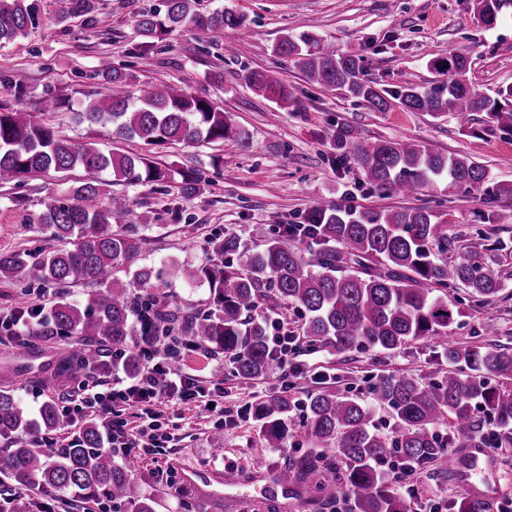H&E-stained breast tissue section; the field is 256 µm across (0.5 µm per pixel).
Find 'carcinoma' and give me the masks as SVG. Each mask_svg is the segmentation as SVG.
Masks as SVG:
<instances>
[{
    "instance_id": "cac0c4a2",
    "label": "carcinoma",
    "mask_w": 512,
    "mask_h": 512,
    "mask_svg": "<svg viewBox=\"0 0 512 512\" xmlns=\"http://www.w3.org/2000/svg\"><path fill=\"white\" fill-rule=\"evenodd\" d=\"M40 0H0V45L26 37L42 26ZM166 11H148L136 27L146 56L176 31L200 30L212 42L224 40V29L244 31L242 19L222 7L209 14L193 8L195 0H165ZM504 0H477L479 21L496 25ZM69 12L93 21L98 0H69ZM273 52L294 60L304 78L344 99L365 102L386 112L398 101L409 112L439 119L448 115L460 129L476 123L485 131L512 132V87L492 98L477 92L467 79L470 57L452 52L430 61L435 78L426 85H407L390 96L362 78V58L334 47L315 46L314 36L286 34ZM99 75L112 84L107 99L81 103L75 116L106 129L117 139H139L143 153H104L92 142L73 143L37 120L31 112L0 106V183L19 184L48 172H112L113 181L130 186L161 185L172 170L154 161V151L173 142L221 143L246 148L249 137L224 109L171 86H158L133 96L126 91L130 75L104 59ZM248 85L283 107L293 92L271 71L252 70ZM336 149L384 193L397 194L405 184L413 193L444 187L479 193L488 170L473 159L435 151L420 142L370 140L352 129L336 131ZM205 188L201 178L181 174L180 192L191 199ZM103 184L75 179L63 194L45 203L38 223L64 246L34 263L18 252H0V281L21 280L32 271L56 285H91L96 293L86 306L60 300L37 321L31 336H76L58 372L77 375L88 361L112 348L124 353L123 368L135 374L140 347L170 341L177 347L197 346L232 358L237 375L266 376L279 366L269 341L267 320L251 311L261 301L271 310L291 304L305 314L303 339L313 346L328 343L340 353L358 349L395 351L422 338L442 343L448 373L422 382L405 373L383 374L371 386L374 402L350 392L319 390L307 396L301 433L312 450L288 459L281 480L301 482L322 506L347 495L352 512H413L414 493L400 494L378 470L377 462L396 454L418 468H432L441 481L460 476L456 448H486L487 431L496 441L512 440V346L448 342L461 311L439 295V289L460 283L474 297L493 298L503 289L498 275L478 254L448 258V226L423 207L365 208L350 213L323 207V223L314 229L321 245L314 258L262 227L254 229L265 248L240 251L234 235L217 237L218 262L170 269L136 264L141 238L126 224L130 201L113 195L102 202ZM351 260L358 269L345 265ZM130 277L123 285L115 273ZM173 276L189 285H207L208 312L185 313L169 308L157 293L158 283ZM288 391L267 395L252 408L271 448H283L295 436L288 416ZM393 411L391 431L375 426V406ZM485 413L475 420L474 410ZM66 429L68 416L46 402L34 419L7 390L0 389V436L13 437L33 427ZM0 475L31 490L50 489L60 496L81 494L92 500L137 503V512H154L151 497L138 492L130 465L120 464L103 447L98 422L90 419L75 442L51 452L38 439L17 442L3 455ZM10 512H40L37 496L20 495ZM448 512H512L506 501L496 504L475 497L448 503Z\"/></svg>"
}]
</instances>
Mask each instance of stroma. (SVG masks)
I'll return each mask as SVG.
<instances>
[{
    "mask_svg": "<svg viewBox=\"0 0 512 512\" xmlns=\"http://www.w3.org/2000/svg\"><path fill=\"white\" fill-rule=\"evenodd\" d=\"M162 4L99 0L89 22L67 16L65 0H41L43 27L0 47V74L10 78L0 85V103L35 113L62 137L120 154L143 152L140 140L108 137L103 129L78 122L71 109L73 103L110 94L111 84L97 74L104 57L131 73V94L168 84L206 97L230 112L248 133L244 149L176 143L156 153L160 165L206 181L198 197L183 198L175 179L155 187L117 186V193L130 200L131 223L140 227L141 263H207L215 256L212 242L219 235H236L242 246L255 250L262 243L251 237L253 226H265L276 237L284 225L304 223L311 210L346 199L358 210L422 206L446 221L453 255L480 253L505 284L503 293L491 299L470 297L459 287L448 289L449 301L458 302L462 313L453 340L462 345L485 340L512 344V196L493 190L471 195L439 189L388 195L372 187L334 148L337 129L350 127L371 140H416L436 151L467 155L487 167L491 183H512V133L472 134L460 130L449 116L436 120L397 105L378 112L337 98L308 83L291 58L273 51L284 34L310 33L319 45L360 55L364 79L391 93L432 80V59L463 51L472 59L473 86L493 96L512 86V4L503 8L500 22L488 28L477 18L475 0H197L198 10L222 6L239 14L248 38L228 28L223 44L215 45L203 32L182 31L139 57L136 21L142 12L161 9ZM251 70L277 72L293 89L288 107L250 89L243 77ZM18 84L26 90L20 99L14 96ZM58 88L70 103L48 109L46 98ZM63 183L61 174L50 172L18 186L0 185V252L34 254L56 248L38 216ZM145 215L150 221L144 225L140 219ZM159 291L182 311L203 313L210 308L207 286L173 278ZM91 293L82 285L47 286L34 276L0 282V320L24 302L47 310L61 299L85 304ZM271 314L263 306L253 312L259 319ZM272 315L283 334L298 341L300 374L288 376L279 368L265 377L244 378L235 374L224 355L182 349L178 367L204 385L214 406L163 403V446L132 458L134 480L156 500V512H232L228 499L235 495L248 501L247 512H325L303 485L284 491L272 479L288 457L307 450L305 438L292 439L284 448L268 447L260 423L247 415L250 407L284 389L298 402L318 389L365 394L371 377L381 373L404 372L425 381L448 368L440 347L427 339L395 352L339 354L331 346L303 342V319L294 306H281ZM71 344L65 337L41 338L31 350L8 338L0 340V367H20L10 389L31 414H38L45 402H60L76 387V379L55 375L57 361ZM218 368L224 372L219 380L214 377ZM217 432L223 436L219 444L213 440ZM496 455L495 478L488 485L475 479L436 481L425 468L405 477L402 485L442 502L461 496L512 497V446L503 445ZM186 467L222 471L224 482L183 488L181 471Z\"/></svg>",
    "mask_w": 512,
    "mask_h": 512,
    "instance_id": "1",
    "label": "stroma"
}]
</instances>
